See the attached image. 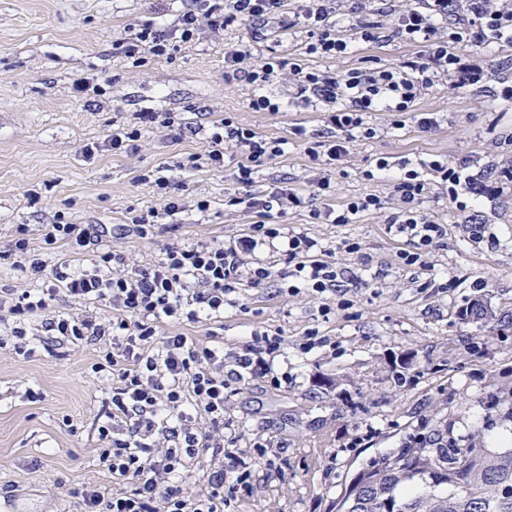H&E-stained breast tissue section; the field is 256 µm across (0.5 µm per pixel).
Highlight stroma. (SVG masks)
Here are the masks:
<instances>
[{
	"mask_svg": "<svg viewBox=\"0 0 512 512\" xmlns=\"http://www.w3.org/2000/svg\"><path fill=\"white\" fill-rule=\"evenodd\" d=\"M167 0H0V251L17 225H27L31 249L43 247L41 227L65 217L73 224H124L130 210L160 207L142 170L203 151L210 122L233 115L239 124L289 139L294 127L321 130L322 115L303 108L270 115L249 107L252 89L224 83V49L241 30L220 40L203 37L171 59L142 67L112 52L130 23L166 20ZM400 40L361 47L340 60L309 59L321 70L345 71L396 63L416 53ZM436 113L437 127L414 121L392 125L386 112L367 114L377 135L355 142L346 167L332 173L334 202L373 193L383 183L365 179L377 157L443 158L466 163L475 192L460 189V212L445 195L423 203L448 235L433 250L432 270L421 274L399 264L402 240L376 214L354 224H316L308 210L289 211L284 222L334 249L344 272L342 297L328 302L300 293L282 297L272 288H244L224 313V349L236 351L253 330L280 331L287 339L275 358L287 383L265 379L237 384L228 397L224 445L236 449L252 471L239 489L235 512H330L351 477L376 455L399 447L422 419L456 409L459 433L487 426L484 407L493 374H512V183L500 177L512 163V101L493 98L479 83L461 90L438 87L415 105ZM143 111L180 112L197 130L177 139L137 126L134 152L115 155L103 142L114 126L135 124ZM95 144L93 155L83 145ZM318 165L290 143L256 178L267 188L286 178L304 184ZM229 183L203 168L190 178L194 195L210 200L208 212L184 213L177 230L153 240L111 239L131 261L158 259L172 242L223 240L243 232L249 215L224 207ZM483 225L473 236L468 225ZM361 245L337 251L343 240ZM490 306L494 323L480 329L461 320L470 300ZM330 305L322 314V305ZM318 330L325 346L303 352L305 334ZM411 358L409 369L395 359ZM94 344L37 349L24 357L0 348V502L13 512H80L67 488L87 483L111 488L100 466L98 419L111 398L106 374H93ZM40 392L39 400L28 397Z\"/></svg>",
	"mask_w": 512,
	"mask_h": 512,
	"instance_id": "obj_1",
	"label": "stroma"
}]
</instances>
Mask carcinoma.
Listing matches in <instances>:
<instances>
[{
	"label": "carcinoma",
	"instance_id": "carcinoma-1",
	"mask_svg": "<svg viewBox=\"0 0 512 512\" xmlns=\"http://www.w3.org/2000/svg\"><path fill=\"white\" fill-rule=\"evenodd\" d=\"M463 319L491 322L481 300L461 311ZM489 409L512 422V380L491 375ZM369 484L345 488L336 512H512V444H493L480 431L454 433L437 411L422 431L363 468Z\"/></svg>",
	"mask_w": 512,
	"mask_h": 512
}]
</instances>
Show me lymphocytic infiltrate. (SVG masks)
<instances>
[{
  "mask_svg": "<svg viewBox=\"0 0 512 512\" xmlns=\"http://www.w3.org/2000/svg\"><path fill=\"white\" fill-rule=\"evenodd\" d=\"M449 2L407 0L404 6L390 4L371 12L365 0H353L350 11L358 21L347 37L332 19L336 0H301L294 12L288 0H182L173 22L128 25L112 50L140 64L170 57L204 34L216 38L229 29H246V37L224 50L225 84L251 86L249 107L255 112L276 115L291 106L323 112L341 139L326 145L310 140L302 127L293 134L311 159L323 156L338 166L350 156L351 143L375 138L365 114L403 115L440 81L464 89L483 80L482 71L462 63L456 45L477 47L490 39L512 43V0H463L466 20L452 27L447 24ZM298 27L309 37L306 54L318 58H344L356 44L390 39L417 45L418 50L396 64L339 73L310 68L297 57L257 56V46L267 40L270 29L288 35ZM276 83L293 85V93L272 95L268 88ZM287 149V140L262 135L229 117L221 119L214 123L204 153L141 171L139 182L163 195L162 207L147 208L128 223L109 228L61 219L43 225L46 250L62 244L73 254L91 255L90 268L53 264L44 252L31 251L22 224L9 249L0 252L28 282L24 288L0 289V320L12 323L14 339L9 345L0 338V348L9 346L15 354L30 356L26 323L37 317L44 326V345L111 343L91 370L109 372L112 381V409L99 427L106 443L99 461L111 474L112 486L104 491L91 484L70 489L83 512H228L236 490L250 478L246 461L224 446L228 391L244 380L271 376L285 339L277 332L254 330L242 349L225 353V305L245 283L254 288L272 285L285 296L305 290L320 299L341 288L342 271L324 259V246L282 224L289 210L309 209L319 224H353L365 213L382 215L388 231L404 236L409 245L398 255L401 264L429 268V257L447 227L422 208L428 179L439 178L454 201L459 170L444 160L420 159L404 161L395 172L380 157L366 176L388 182L390 198L361 194L337 205L327 201L332 186L326 176L306 190L284 180L274 188L254 190L257 174ZM205 166L247 187V194L236 191L224 198L226 207L251 216L247 233L222 241L173 242L148 265L131 263L122 252L103 247V238L133 235L150 240L165 220L193 209L207 212L209 200L190 201L180 192L184 173ZM274 241L284 257L281 271L256 254ZM61 292L108 304L114 316L105 322L89 312L54 310ZM196 323L207 326L212 345L181 333V326ZM199 464L209 472L207 486L188 491L185 478Z\"/></svg>",
  "mask_w": 512,
  "mask_h": 512,
  "instance_id": "1",
  "label": "lymphocytic infiltrate"
}]
</instances>
